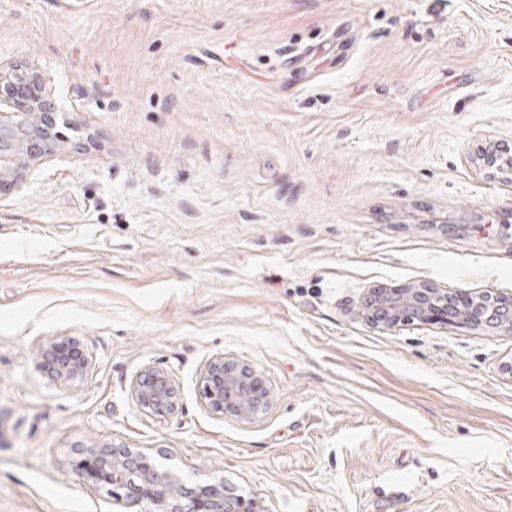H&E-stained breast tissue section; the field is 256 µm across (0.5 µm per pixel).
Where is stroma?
<instances>
[{"mask_svg":"<svg viewBox=\"0 0 512 512\" xmlns=\"http://www.w3.org/2000/svg\"><path fill=\"white\" fill-rule=\"evenodd\" d=\"M0 62L67 140L0 185V512H115L71 463L110 443L266 512H512V331L360 313L512 299V0H0ZM68 338L75 381L36 362ZM218 354L259 418L203 406ZM439 302L453 305L452 296L423 282L402 288H376L361 306L362 314L375 327L390 329L402 322L433 320L444 313ZM199 383L204 406L216 415L252 421L269 403L270 390L263 378L248 365L224 355L207 362ZM131 393L137 407L152 416L164 417L177 408L175 380L163 369H141L131 383Z\"/></svg>","mask_w":512,"mask_h":512,"instance_id":"obj_1","label":"stroma"}]
</instances>
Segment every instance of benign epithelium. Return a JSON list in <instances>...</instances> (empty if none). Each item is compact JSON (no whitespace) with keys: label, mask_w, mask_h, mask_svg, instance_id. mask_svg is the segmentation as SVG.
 I'll return each instance as SVG.
<instances>
[{"label":"benign epithelium","mask_w":512,"mask_h":512,"mask_svg":"<svg viewBox=\"0 0 512 512\" xmlns=\"http://www.w3.org/2000/svg\"><path fill=\"white\" fill-rule=\"evenodd\" d=\"M51 87L35 66L0 63V178L18 181L44 158L59 151L54 134ZM490 167H512L507 150L485 155ZM453 304L452 296L423 282L402 288H376L361 306L362 314L375 327L390 329L402 322L433 320L443 313L441 305ZM464 322L482 325L495 322L512 331V300L474 301ZM40 365L58 380H76L86 372L87 360L70 340L46 342ZM204 406L216 415H231L242 421L258 418L266 409L270 390L248 365L222 355L212 357L200 375ZM137 407L152 416L164 417L177 408L176 386L163 369L145 367L131 383ZM74 467L93 483L112 487L114 501L125 508L145 504L150 512H263L262 500L245 496L222 482L187 487L175 474L163 469L143 452L123 445H105L78 452Z\"/></svg>","instance_id":"obj_1"}]
</instances>
